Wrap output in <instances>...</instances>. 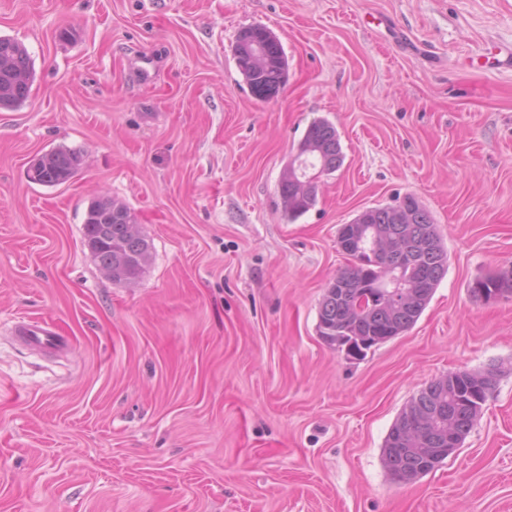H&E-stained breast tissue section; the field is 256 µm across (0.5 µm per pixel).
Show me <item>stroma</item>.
Here are the masks:
<instances>
[{
    "label": "stroma",
    "instance_id": "35a3bbf8",
    "mask_svg": "<svg viewBox=\"0 0 512 512\" xmlns=\"http://www.w3.org/2000/svg\"><path fill=\"white\" fill-rule=\"evenodd\" d=\"M281 41L287 82L255 99L239 31ZM35 76L0 110V512H512V0H0ZM154 62L155 81L138 72ZM345 162L288 219L282 174L316 119ZM83 162L31 183L40 155ZM413 195L448 272L407 332L351 357L317 333L348 265L337 231ZM151 243L116 285L84 242L90 202ZM54 321L65 354L17 345ZM492 370L461 448L403 485L382 446L431 380ZM82 163L79 152L64 148L51 150L34 160L29 169L33 183L53 187L69 181ZM484 278V279H483ZM481 279L484 280V285L486 288H489L487 290L486 288H483L481 286H477L476 288H479L477 291L480 295V297L484 298L485 300H497L500 298H503V296L506 293V288L510 289V292L512 294V276L501 274V275H495V276H489V277H482L476 279L473 284L477 281H480ZM473 284L471 286V290L473 289ZM492 287V288H490Z\"/></svg>",
    "mask_w": 512,
    "mask_h": 512
}]
</instances>
